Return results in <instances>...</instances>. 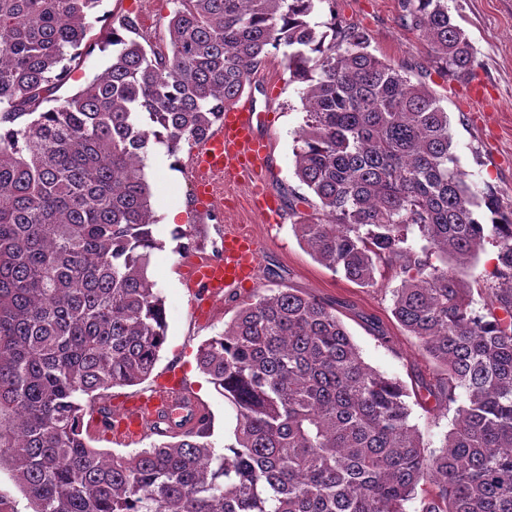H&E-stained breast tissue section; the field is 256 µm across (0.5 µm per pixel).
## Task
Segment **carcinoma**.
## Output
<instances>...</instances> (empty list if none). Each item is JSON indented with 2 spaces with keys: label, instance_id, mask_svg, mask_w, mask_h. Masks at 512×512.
<instances>
[{
  "label": "carcinoma",
  "instance_id": "carcinoma-1",
  "mask_svg": "<svg viewBox=\"0 0 512 512\" xmlns=\"http://www.w3.org/2000/svg\"><path fill=\"white\" fill-rule=\"evenodd\" d=\"M325 1L176 0L170 50L114 29L109 66L50 107L98 0H0V469L31 512H512V205L471 190L448 112L364 28L320 29ZM399 9L439 73L474 75L448 0ZM278 51L305 110L295 174L316 199L295 236L359 286L394 269L392 315L444 368L427 393L452 428L427 447L405 386L333 308L280 288L198 349L235 412L223 453L188 417L103 453L83 402L146 380L167 338L146 158L199 143ZM487 242L481 313L448 257ZM89 433L91 438L88 440V443L91 447L115 455H128L132 451H135V449L148 448L153 441L159 438L158 436L152 435L151 432H148L137 442H124L114 435H106V432H104L102 428L96 427L94 421L89 428Z\"/></svg>",
  "mask_w": 512,
  "mask_h": 512
}]
</instances>
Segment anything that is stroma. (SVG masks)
Wrapping results in <instances>:
<instances>
[{"label":"stroma","mask_w":512,"mask_h":512,"mask_svg":"<svg viewBox=\"0 0 512 512\" xmlns=\"http://www.w3.org/2000/svg\"><path fill=\"white\" fill-rule=\"evenodd\" d=\"M175 8L174 0H155L149 10L142 0H99L79 49L80 59L56 91V98L75 94L104 71L112 58L110 32L124 17H141L146 40L168 45L167 23ZM448 8L476 49L474 76L467 82L426 74L427 47L402 26L398 0H335L334 5H321L317 19L324 24L337 19L361 25L375 54L406 68L412 81L426 82L448 112L454 151L468 184L479 193L495 191L503 202L512 203V0H448ZM242 98L269 116V125L260 130L269 145L268 160L259 181H241L225 190L223 211L196 205L189 170L192 148H183L174 157L156 148L147 157L145 174L153 194L168 195L170 201L186 208L179 225L159 222L154 227L162 246L152 253L150 275L165 299L167 340L149 379L104 391L94 400V407L120 405L126 398L178 378L207 411L208 442L223 451L233 435L235 414L198 369L197 350L222 333L255 292L295 288L335 306L364 361L406 386L412 424L424 442L438 446L454 414L437 413L421 401L425 387H437L443 369L423 354L418 339L391 314L399 277L385 269L374 285L358 286L315 261L294 234V211L307 209L299 201L307 189L295 175L293 155L294 133L305 112L300 86L292 82L281 55H272L259 66ZM258 186L278 200L282 211L278 223H264L255 210L253 194ZM293 201L298 204L294 210L289 207ZM237 224L245 226L260 245L256 288L231 292L209 316L200 317L181 276L183 259L203 249H217L225 233ZM179 227L189 230V237H175ZM495 253L494 246L485 245L467 264L454 268L457 278L471 289L475 303L483 301Z\"/></svg>","instance_id":"1"}]
</instances>
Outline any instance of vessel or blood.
Masks as SVG:
<instances>
[{
    "label": "vessel or blood",
    "mask_w": 512,
    "mask_h": 512,
    "mask_svg": "<svg viewBox=\"0 0 512 512\" xmlns=\"http://www.w3.org/2000/svg\"><path fill=\"white\" fill-rule=\"evenodd\" d=\"M267 121V116L252 107L226 106L216 128L195 150V169L215 173L261 172L267 162L268 147L258 128ZM259 259L258 243L249 235L237 233L226 235L222 260L205 264L187 262L184 283L193 292L195 310L209 312L213 302L223 298L226 289L252 285ZM184 397L182 385L175 382L161 386L153 397L138 396L126 401L117 415L116 433L131 438L140 435Z\"/></svg>",
    "instance_id": "b4317fda"
}]
</instances>
